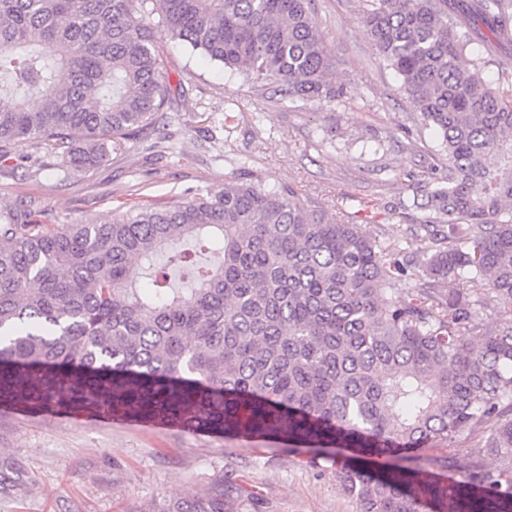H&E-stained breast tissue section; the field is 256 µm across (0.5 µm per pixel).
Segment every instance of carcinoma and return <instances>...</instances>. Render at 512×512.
Segmentation results:
<instances>
[{
    "label": "carcinoma",
    "instance_id": "carcinoma-1",
    "mask_svg": "<svg viewBox=\"0 0 512 512\" xmlns=\"http://www.w3.org/2000/svg\"><path fill=\"white\" fill-rule=\"evenodd\" d=\"M357 7L448 157V186L413 202L443 246L404 260L291 185L232 176L97 224L1 211L0 406L271 437L316 452L317 467L512 413V311L494 332L476 320L492 294L512 295V92L482 77L488 37L512 40V0ZM167 40L321 109L346 95L327 81L311 0H0V157L28 141L83 172L144 133L173 151ZM412 276L419 287L399 291ZM484 447L512 454V417ZM418 462L336 477L358 512H512V483L477 496L423 482ZM247 497L229 479L160 512H238Z\"/></svg>",
    "mask_w": 512,
    "mask_h": 512
}]
</instances>
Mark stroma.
Returning a JSON list of instances; mask_svg holds the SVG:
<instances>
[{
  "instance_id": "1",
  "label": "stroma",
  "mask_w": 512,
  "mask_h": 512,
  "mask_svg": "<svg viewBox=\"0 0 512 512\" xmlns=\"http://www.w3.org/2000/svg\"><path fill=\"white\" fill-rule=\"evenodd\" d=\"M336 65L327 79L346 87L334 109L258 91L238 72L190 46L169 42L166 65L180 121L173 155L149 139L122 141L109 160L74 173L53 156L30 162L29 142L0 159V210H28L47 224H93L128 204L202 192L235 174L270 188L292 185L339 224H366L385 245L412 257L425 220L414 196L448 184L439 138L426 127L398 74L380 57L353 0H314ZM388 214L365 221L364 201ZM491 424L426 448L451 467L424 464L428 482L467 479L476 460L501 481L512 458L481 454ZM311 450L270 439L142 428L90 414L30 416L0 408V512H157L162 504L211 492L224 478L246 487L242 512H356L334 469L315 467Z\"/></svg>"
}]
</instances>
